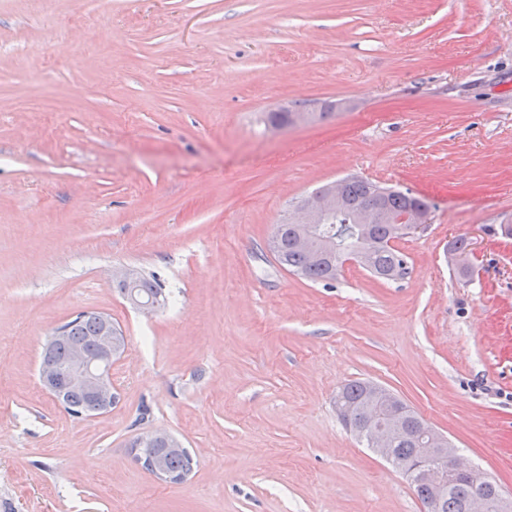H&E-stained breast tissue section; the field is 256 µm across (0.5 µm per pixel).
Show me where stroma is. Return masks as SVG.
Instances as JSON below:
<instances>
[{"mask_svg": "<svg viewBox=\"0 0 512 512\" xmlns=\"http://www.w3.org/2000/svg\"><path fill=\"white\" fill-rule=\"evenodd\" d=\"M322 122L264 115L326 101ZM358 176L430 206L382 281L266 242ZM512 0H0V512H421L345 428L377 384L512 493ZM473 273L448 261L459 234ZM170 304L136 312L112 271ZM81 311L125 336L116 400L69 416L36 367ZM164 428L196 466L129 454ZM372 386L377 385L365 381H351L336 393L335 403L338 415L358 438L369 430V425L363 423L360 418L359 409L367 402Z\"/></svg>", "mask_w": 512, "mask_h": 512, "instance_id": "obj_1", "label": "stroma"}]
</instances>
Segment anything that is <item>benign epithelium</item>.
Instances as JSON below:
<instances>
[{
    "label": "benign epithelium",
    "mask_w": 512,
    "mask_h": 512,
    "mask_svg": "<svg viewBox=\"0 0 512 512\" xmlns=\"http://www.w3.org/2000/svg\"><path fill=\"white\" fill-rule=\"evenodd\" d=\"M341 186L340 179L332 182L326 193L302 199L291 212V221L309 231L304 243L309 249L313 262L320 260L325 253L333 250L336 251V261L341 267L348 263L367 262L371 253L367 226L380 220L397 225L408 236L423 230L428 224L429 210L425 208L410 206L401 213L387 214L379 204L383 190L374 191L370 201L357 204L348 201L342 195ZM339 212L351 213L354 223L361 225L363 229L360 245L354 251L337 249L333 240L311 234V231L329 223ZM102 320L103 327L95 340L93 349L90 350L80 343L72 345L69 362L64 368L48 360L41 363L39 368L41 384L57 401H62L65 390L79 389L96 401L103 411L108 412L112 409L115 393L112 391L110 366L112 359L120 354V351L115 349L112 341V336L115 335L112 317L104 314ZM369 407L371 408L369 412L370 445L378 455L389 459L391 458L389 443L400 432L405 421L406 404L393 398L390 392L378 389L371 394ZM421 440L423 447L417 449L410 473H421L429 477L438 491L448 489L449 479L476 471L475 465L459 454L458 449L448 437L434 427L426 426ZM156 442L165 443L172 451L183 450L182 443L163 429H157L138 438L130 444V447L134 448V453L138 454L141 448ZM139 461L145 462V467L155 478L172 484L180 482V479L164 470L159 460L141 456Z\"/></svg>",
    "instance_id": "1"
}]
</instances>
